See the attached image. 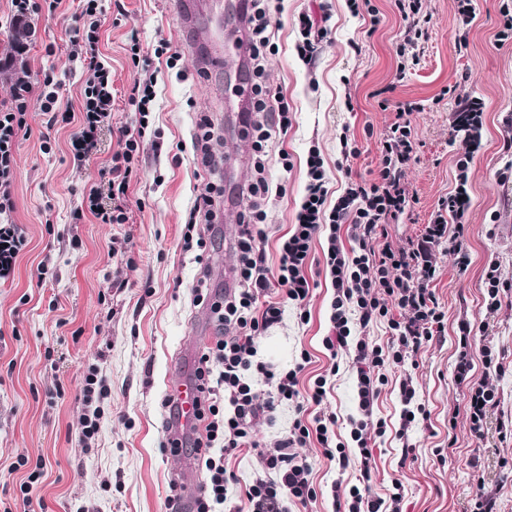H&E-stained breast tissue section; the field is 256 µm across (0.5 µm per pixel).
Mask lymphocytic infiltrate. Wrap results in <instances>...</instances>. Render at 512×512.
I'll list each match as a JSON object with an SVG mask.
<instances>
[{
  "label": "lymphocytic infiltrate",
  "instance_id": "f902f5d3",
  "mask_svg": "<svg viewBox=\"0 0 512 512\" xmlns=\"http://www.w3.org/2000/svg\"><path fill=\"white\" fill-rule=\"evenodd\" d=\"M81 10L74 15L69 29L70 55L88 70L90 78L82 95V121L70 137L74 163L90 159L99 149V134L112 114V76L99 59V31L104 18L102 0H80ZM405 24L403 38L396 46L398 74H405L416 49L426 35V16L422 0H394ZM283 0H250L247 17V68L253 95V117L245 119L243 135L252 150L253 175L240 194L246 202L239 213L233 270L236 286L220 298H210L207 289L195 290L194 301L209 306L219 334L200 358L197 378L203 391L201 417L205 437L191 442L204 472L205 483L197 512H216L227 500L228 490L236 482L226 459L234 452L253 448L264 470L273 479H257L241 489L251 512H288V502L307 503L317 499L311 479L312 466L299 450L317 441L324 455L337 461L340 470L359 462L357 485L346 497H334L336 512H403V484L393 479V493L382 499L372 496L374 477L371 437L383 436L384 422L373 419L374 404L385 382L384 370L393 367L399 373V395L404 405L396 431L403 450H412L410 433L414 416L424 407L414 406V372L420 349L441 337L444 315L430 288L437 272L435 250L449 245L460 268H467L470 256L464 244V226L460 221L470 205L469 163L483 127L479 102L459 97L455 100V126L469 127L457 162V186L444 205L458 219L456 230L443 220L426 225L417 240L407 246L392 247L388 224L397 220L409 204L403 185L405 169L413 159L417 143L413 135L412 115L423 111L418 102L396 103V119L383 137V156L375 176L368 180L348 181L336 200H329L324 160L317 148H310L306 159L307 182L296 213V222L280 237L277 263L269 265L265 244L266 207L272 189L265 176V157L274 134H287L293 114L280 92L262 81L274 44L268 32L271 11H283ZM328 14L299 13L300 38L295 44L298 57L314 64L321 42L326 38ZM63 85L54 71H43L40 81L20 75L12 85L8 100L0 102V279L9 278L27 246L22 228L14 218L13 186L16 172L17 139L27 128L28 112L47 114L50 123H69L71 115L60 108ZM217 140L210 116L196 115L192 139L194 164L208 180L197 194L184 233L185 244L206 250V232L212 228L221 205L224 189L214 178L223 159L216 152ZM141 140L131 130L119 132V148L100 172V182L91 186L83 201L86 209L102 224L128 223L127 191L130 177L139 163ZM349 228L351 247H344L342 228ZM324 239L321 272L334 289L329 304L331 336L323 340L331 357L345 353L352 357L356 374L358 412L350 416V441H337V416L321 411L325 399L326 376H319L307 391H300L299 376L310 363L309 352H301L292 366L277 369L258 356V343L272 327L280 324L287 308L305 311L307 300L318 282L309 276L313 244ZM386 323L392 338L389 347L377 345L368 336L371 326ZM459 355L455 368L456 385L467 389L466 413L474 436H482L489 412L497 403L494 380L500 367L490 346L480 352L483 372L470 375L473 328L469 321L459 325ZM110 392L97 366H90L85 377L84 401L88 406L79 425L84 445L94 442L104 411L101 403ZM294 404L297 413L284 434L270 443L259 444L253 437L257 419L275 423L278 409Z\"/></svg>",
  "mask_w": 512,
  "mask_h": 512
}]
</instances>
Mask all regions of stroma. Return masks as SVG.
Listing matches in <instances>:
<instances>
[{
	"mask_svg": "<svg viewBox=\"0 0 512 512\" xmlns=\"http://www.w3.org/2000/svg\"><path fill=\"white\" fill-rule=\"evenodd\" d=\"M121 25L105 23L101 31L102 61L112 71L116 93L112 125L101 133V150L89 164L76 167L68 150L71 126L47 128L46 115L30 113L29 133L17 143L13 188L15 219L28 238L13 276L0 281V512H168L169 486L180 460L164 449L167 411L162 405L172 379L171 365L199 336L215 335L209 309L195 305L193 290L202 270H209L212 291L224 287L225 270L233 266L231 241L239 205L225 197L224 212L214 231V247L203 263L184 248V225L202 182L190 149L194 115L207 112L224 135V152L238 139L239 108L227 92L240 62L200 78L197 63L183 52L194 38L172 13L168 0H123ZM325 6L329 34L314 67L299 60L294 17ZM501 0H473L474 17L466 44L456 36L461 24L457 0H426L428 37L420 62L397 79L395 44L403 21L392 0H370L380 22L369 12L353 15L346 0H287L272 14L270 29L276 51L266 80L282 92L294 114L287 135L275 138L266 164L272 186L285 190L268 209L266 246L269 264L277 262V240L295 221L296 205L306 184L305 160L310 147L324 159L332 194L345 177L336 168L339 138L354 134L361 153L352 174L371 178L382 158L383 135L395 120V102L419 101L425 109L412 118L419 143L417 157L406 170L404 184L414 196L407 216L391 225L394 247L406 246L434 220L439 204L456 186L457 160L465 139L453 126L454 98H441L452 86L455 96L483 105L480 145L470 167L471 206L463 222L471 263L459 269L454 255L436 253L432 284L445 314V336L418 354V396L427 413L411 433L414 450L403 454L396 436L402 405L397 373L387 371L375 405L386 433L373 443L376 476L373 495L388 498L390 479L402 476L404 512H464L474 483L468 462L480 456L488 488L496 490L501 512H512V437L500 432L512 419V150L504 148L512 117V42L499 43ZM78 0H61L54 14L37 20L29 43L32 72L50 69L63 82L61 106L80 109L88 72L69 55L67 29ZM137 32L144 52L166 40L179 59L159 76L157 98L143 139L141 162L129 183L130 220L100 224L92 215L74 220L82 192L98 179V171L118 148L117 127L131 126L135 115L125 99L140 75L127 51V35ZM394 85L393 105L381 109L373 91ZM51 149L43 151L42 137ZM78 236L81 248L69 245ZM45 276H38L40 262ZM497 267L505 284L502 306L488 314L485 274ZM333 288L321 282L307 308L309 322L287 309L282 324L261 340L263 358L291 364L301 351L311 362L300 378L308 387L328 375L332 362L322 346L328 332ZM470 320L476 346L493 347L502 366L496 381L498 405L491 410L483 437L471 435L463 392L451 381L456 359L457 324ZM98 364L111 393L92 451H85L79 421L89 364ZM325 407L336 413V439L348 442L346 419L357 407L356 382L347 360H340ZM61 398L48 399L51 390ZM301 453L311 462L317 487L315 502L292 503L288 512H333L330 487L350 486L355 470L339 473L318 442ZM44 466L30 496L20 491L27 467L12 470L18 458Z\"/></svg>",
	"mask_w": 512,
	"mask_h": 512,
	"instance_id": "stroma-1",
	"label": "stroma"
}]
</instances>
